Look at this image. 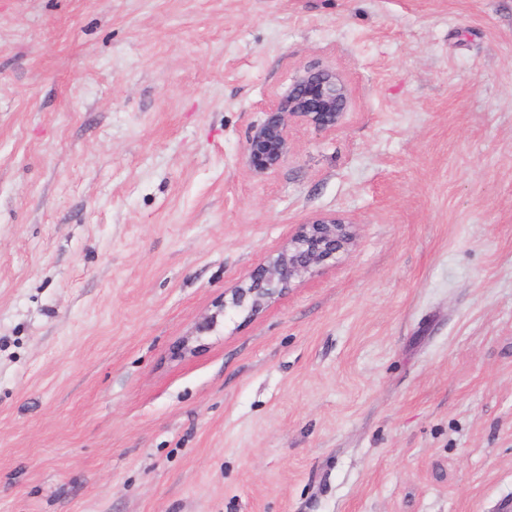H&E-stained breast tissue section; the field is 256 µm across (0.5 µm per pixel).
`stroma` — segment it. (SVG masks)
Here are the masks:
<instances>
[{
    "instance_id": "stroma-1",
    "label": "stroma",
    "mask_w": 512,
    "mask_h": 512,
    "mask_svg": "<svg viewBox=\"0 0 512 512\" xmlns=\"http://www.w3.org/2000/svg\"><path fill=\"white\" fill-rule=\"evenodd\" d=\"M305 66L344 120L255 174ZM508 507L512 0H0V512ZM353 227L336 215L309 219L287 245L229 291V301L224 292V309L230 305L247 311L249 316L259 314L294 282L311 276L324 262L348 250L356 238Z\"/></svg>"
}]
</instances>
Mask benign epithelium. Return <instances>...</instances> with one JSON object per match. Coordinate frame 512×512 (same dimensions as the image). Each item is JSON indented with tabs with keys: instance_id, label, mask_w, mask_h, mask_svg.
<instances>
[{
	"instance_id": "7a95c632",
	"label": "benign epithelium",
	"mask_w": 512,
	"mask_h": 512,
	"mask_svg": "<svg viewBox=\"0 0 512 512\" xmlns=\"http://www.w3.org/2000/svg\"><path fill=\"white\" fill-rule=\"evenodd\" d=\"M346 102L347 88L338 75L304 69L288 93L266 110L265 118L249 137L245 149L247 165L259 175L272 172L291 152V123L334 129L344 117ZM355 238L353 225L339 216L309 219L287 245L230 290L231 297L224 305L242 309L250 316L259 314L294 282L312 275L324 262L348 250Z\"/></svg>"
}]
</instances>
